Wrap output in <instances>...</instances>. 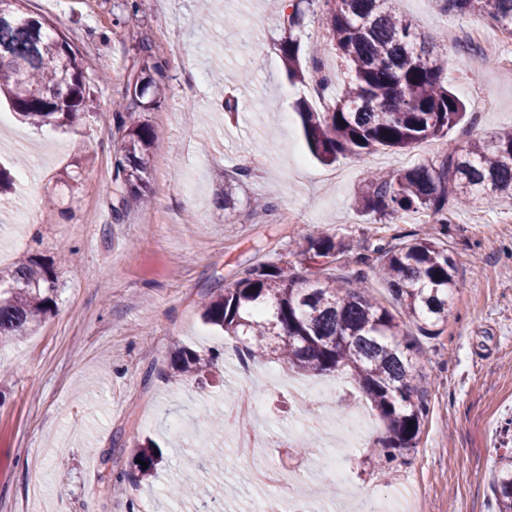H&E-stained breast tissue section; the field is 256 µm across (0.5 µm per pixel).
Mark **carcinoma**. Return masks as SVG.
Masks as SVG:
<instances>
[{
  "label": "carcinoma",
  "instance_id": "carcinoma-1",
  "mask_svg": "<svg viewBox=\"0 0 512 512\" xmlns=\"http://www.w3.org/2000/svg\"><path fill=\"white\" fill-rule=\"evenodd\" d=\"M22 2L0 0L11 13L0 20V96L34 125H70L85 108L82 55L45 19L22 12ZM438 2L450 15L485 14L512 35V0ZM317 13L348 71L342 91L323 111L306 102L298 105L307 146L320 162L411 149L445 136L464 118L466 105L448 89L442 63L411 21L393 9L392 0H294L283 17L287 36L280 43L288 78H305L301 33L308 16ZM140 53L144 61L131 66L126 97L112 104L121 141L114 174L120 196L112 206L117 222L130 202L143 204L148 193L155 131L133 115L158 108L167 92L165 64L153 58L146 42ZM502 197L512 198V131L480 137L466 154L452 151L438 163L372 174L356 205L380 220L426 212L435 223L449 224L452 205ZM294 255L303 270L280 259L248 266L232 283L208 289L199 302L201 316L235 337L254 360L274 359L318 375H349L385 423L386 436L375 448L379 460L390 463L418 447L429 413L417 367L420 347L402 330L398 315L427 335L447 321L457 273L448 246L428 237H398L369 257L316 228ZM352 264L378 270L399 313L368 293L361 272H345ZM55 291L53 270L31 257L0 272V338H16L40 323ZM217 358L183 348L171 367L176 376L199 382ZM161 457L149 444L138 446L132 477L156 476ZM493 490L498 512H512V450L497 459Z\"/></svg>",
  "mask_w": 512,
  "mask_h": 512
}]
</instances>
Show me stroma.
<instances>
[{"instance_id": "1", "label": "stroma", "mask_w": 512, "mask_h": 512, "mask_svg": "<svg viewBox=\"0 0 512 512\" xmlns=\"http://www.w3.org/2000/svg\"><path fill=\"white\" fill-rule=\"evenodd\" d=\"M393 6L444 62L467 120L446 137L406 151H380L324 165L302 135L298 101L317 104L311 82H289L277 33L262 0H26L83 54L87 103L69 127L36 129L0 101V161L25 158L11 193L0 197V254L30 256L52 268L54 304L26 336L0 340V512H254L279 492L316 512H494L491 472L512 446V199L453 212L448 228L400 219L380 224L354 205L370 172H399L465 149L479 136L512 127V75L501 62L502 33L485 16L439 12L435 0ZM166 62L168 96L142 113L157 134L146 178L149 207L131 205L114 222L113 157L120 145L112 103L142 41ZM304 64L320 60L336 81L343 69L308 19ZM224 72L247 70L240 86ZM238 108L224 109L227 97ZM269 207L264 223L252 210ZM359 252L394 237H439L458 276L448 321L416 336L429 382L430 413L418 447L397 462L374 456L385 427L369 413L368 432L349 429L353 414L335 376H312L271 361L242 373L224 354L211 383L169 378L176 347L223 351L228 336L205 325L197 302L232 283L246 266L290 259L312 226ZM254 414L211 431V417L240 396ZM265 445L242 452L240 436ZM164 452L157 477L128 479L135 442ZM278 485L256 484L258 470ZM222 484L221 501L170 496L187 473Z\"/></svg>"}]
</instances>
